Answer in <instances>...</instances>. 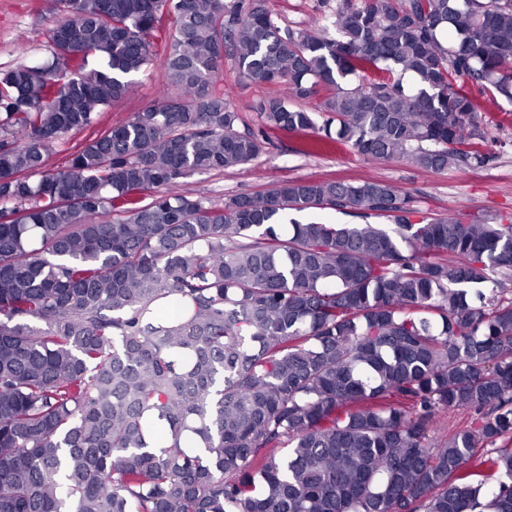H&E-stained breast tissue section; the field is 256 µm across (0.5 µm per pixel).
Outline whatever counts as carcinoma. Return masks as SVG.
I'll list each match as a JSON object with an SVG mask.
<instances>
[{
	"mask_svg": "<svg viewBox=\"0 0 512 512\" xmlns=\"http://www.w3.org/2000/svg\"><path fill=\"white\" fill-rule=\"evenodd\" d=\"M58 3L52 61L0 72V512H512V223L382 180L181 182L264 150L226 55L283 87L253 105L275 127L484 167L468 85L512 103V0H339L313 32L267 0ZM154 57L160 101L46 170ZM318 208L360 222L290 218Z\"/></svg>",
	"mask_w": 512,
	"mask_h": 512,
	"instance_id": "cac0c4a2",
	"label": "carcinoma"
}]
</instances>
